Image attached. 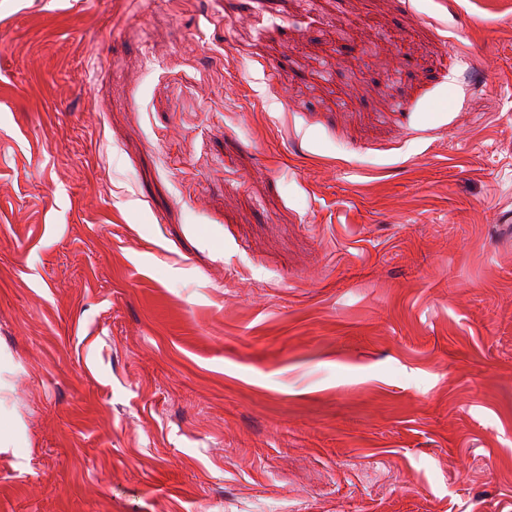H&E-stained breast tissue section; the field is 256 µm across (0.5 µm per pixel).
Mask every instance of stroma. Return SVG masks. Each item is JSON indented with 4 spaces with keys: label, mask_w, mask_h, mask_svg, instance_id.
<instances>
[{
    "label": "stroma",
    "mask_w": 512,
    "mask_h": 512,
    "mask_svg": "<svg viewBox=\"0 0 512 512\" xmlns=\"http://www.w3.org/2000/svg\"><path fill=\"white\" fill-rule=\"evenodd\" d=\"M0 512H512L506 0H0Z\"/></svg>",
    "instance_id": "stroma-1"
}]
</instances>
